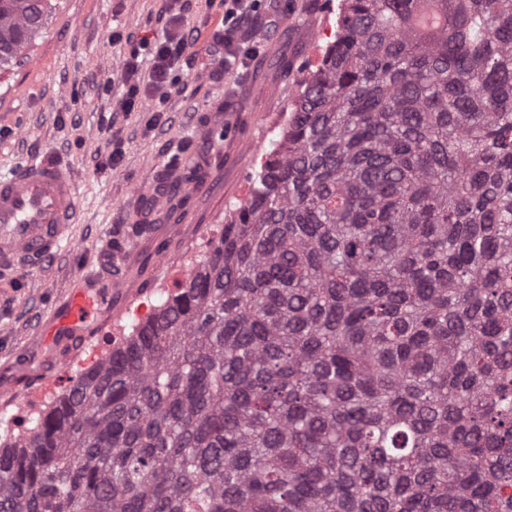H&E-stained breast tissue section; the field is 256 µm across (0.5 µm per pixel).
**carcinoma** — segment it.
Masks as SVG:
<instances>
[{"mask_svg":"<svg viewBox=\"0 0 512 512\" xmlns=\"http://www.w3.org/2000/svg\"><path fill=\"white\" fill-rule=\"evenodd\" d=\"M45 0H0V68ZM0 512H512V0H341L196 269L17 441Z\"/></svg>","mask_w":512,"mask_h":512,"instance_id":"cac0c4a2","label":"carcinoma"}]
</instances>
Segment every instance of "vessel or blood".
Wrapping results in <instances>:
<instances>
[{"instance_id": "b4317fda", "label": "vessel or blood", "mask_w": 512, "mask_h": 512, "mask_svg": "<svg viewBox=\"0 0 512 512\" xmlns=\"http://www.w3.org/2000/svg\"><path fill=\"white\" fill-rule=\"evenodd\" d=\"M76 176L52 157L29 162L11 176L0 179V271L44 266L59 245L68 240L77 220ZM122 291V281L111 264L100 261L93 274H82L74 288L55 308L42 331L34 360L16 362L9 383L0 391L18 393L31 389L39 372L55 368L59 359L72 356L75 346L89 339L92 318L110 306Z\"/></svg>"}]
</instances>
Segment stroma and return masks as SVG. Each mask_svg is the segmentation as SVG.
<instances>
[{
  "label": "stroma",
  "instance_id": "obj_1",
  "mask_svg": "<svg viewBox=\"0 0 512 512\" xmlns=\"http://www.w3.org/2000/svg\"><path fill=\"white\" fill-rule=\"evenodd\" d=\"M260 0L245 35L259 56L222 81L210 47L223 12L191 0L187 21L201 31L173 71L160 125L148 127L145 100L123 113L116 75L124 56L162 37L168 0H50L52 10L20 63L0 70V178L50 155L78 175L74 247L44 269L23 267L0 283V366L40 335L81 270H97L111 246L131 297L103 314L104 325L76 359L48 375L42 393L0 395V436L45 409L73 378L105 358L115 340L176 291L224 217L250 195L253 177L288 123L301 81L315 70L336 32L325 0ZM118 164L105 166L113 146Z\"/></svg>",
  "mask_w": 512,
  "mask_h": 512
}]
</instances>
